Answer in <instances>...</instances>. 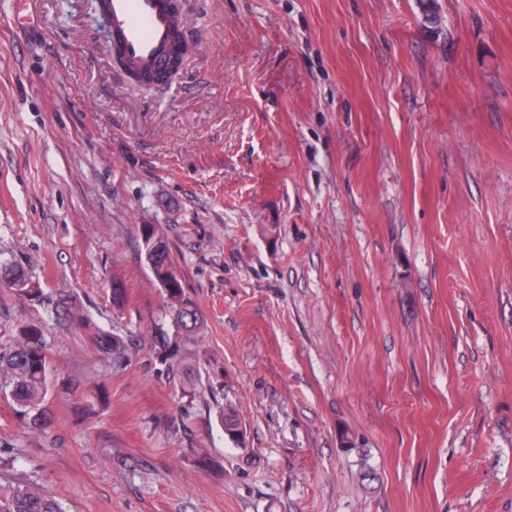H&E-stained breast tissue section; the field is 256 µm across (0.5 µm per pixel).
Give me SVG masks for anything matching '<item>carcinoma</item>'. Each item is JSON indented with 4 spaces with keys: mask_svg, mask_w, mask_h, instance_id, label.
<instances>
[{
    "mask_svg": "<svg viewBox=\"0 0 512 512\" xmlns=\"http://www.w3.org/2000/svg\"><path fill=\"white\" fill-rule=\"evenodd\" d=\"M142 253L148 256L146 264L154 280L164 288L168 303V317L174 333L189 339L203 324L195 302L184 293L181 280L173 269L168 243L155 224L139 225ZM5 284L21 296L51 305L58 321L71 320L69 302L44 296L38 284L23 269L0 266V284ZM159 357L168 365L172 375H194L189 357L160 337ZM92 341L98 352L112 361L115 370L127 367L133 358V346L128 336L97 332ZM50 358L46 349L42 327L31 324L21 327L13 349L0 353V375L12 385L11 396L19 406L18 413L29 420L35 430H46L47 422L40 405L48 394L47 373ZM0 512H62L58 500L47 490L30 483H0Z\"/></svg>",
    "mask_w": 512,
    "mask_h": 512,
    "instance_id": "obj_1",
    "label": "carcinoma"
}]
</instances>
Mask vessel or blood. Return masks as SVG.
<instances>
[{
    "mask_svg": "<svg viewBox=\"0 0 512 512\" xmlns=\"http://www.w3.org/2000/svg\"><path fill=\"white\" fill-rule=\"evenodd\" d=\"M114 53L137 75L163 76L180 39L186 36L182 15L170 0H101Z\"/></svg>",
    "mask_w": 512,
    "mask_h": 512,
    "instance_id": "b4317fda",
    "label": "vessel or blood"
}]
</instances>
